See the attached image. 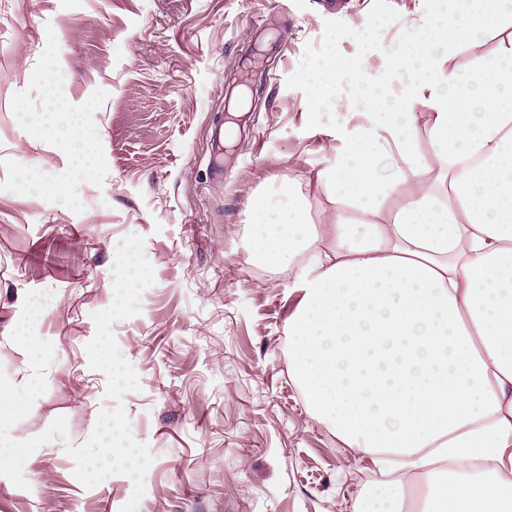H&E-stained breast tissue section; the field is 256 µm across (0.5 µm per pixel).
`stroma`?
Returning <instances> with one entry per match:
<instances>
[{"label": "stroma", "mask_w": 512, "mask_h": 512, "mask_svg": "<svg viewBox=\"0 0 512 512\" xmlns=\"http://www.w3.org/2000/svg\"><path fill=\"white\" fill-rule=\"evenodd\" d=\"M429 12L428 0H0V369L29 378L9 334L25 294L51 292L36 331L56 360L11 435H40L63 416L69 437L33 452L27 488L0 480V512H120L132 495L123 475L85 488L65 450L112 405L85 346L130 234L144 237L155 273L140 313L113 325L141 385L123 398L131 431L154 457L137 512H351L375 468L308 414L288 367L299 296L241 236L263 220L252 201L279 204L286 182L307 196L308 223H332L336 204L315 174L342 148L336 130L368 119L344 81L341 107L311 128L309 78L329 56L376 72ZM45 64L51 82L30 86ZM250 86L224 176L212 177L216 120ZM55 91L96 151L65 202L37 178L68 168V154L29 132Z\"/></svg>", "instance_id": "obj_1"}]
</instances>
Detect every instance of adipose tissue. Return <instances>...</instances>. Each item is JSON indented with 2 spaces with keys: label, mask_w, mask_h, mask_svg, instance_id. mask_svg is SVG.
Instances as JSON below:
<instances>
[{
  "label": "adipose tissue",
  "mask_w": 512,
  "mask_h": 512,
  "mask_svg": "<svg viewBox=\"0 0 512 512\" xmlns=\"http://www.w3.org/2000/svg\"><path fill=\"white\" fill-rule=\"evenodd\" d=\"M435 2L427 27L385 52L387 69L414 75L401 96L336 57L312 78L314 127L338 80L365 87L368 125L341 129V153L315 174L360 220L336 218L318 246L305 195L286 184L283 204L254 200L266 220L246 233L250 258L288 269L300 295L288 365L308 412L380 474L353 512H405L412 473L419 512H512V0ZM462 45L470 69H445ZM426 96L420 157L414 105ZM32 135L77 144L76 163L94 156L78 117L47 112ZM386 198L400 205L381 224Z\"/></svg>",
  "instance_id": "obj_1"
}]
</instances>
